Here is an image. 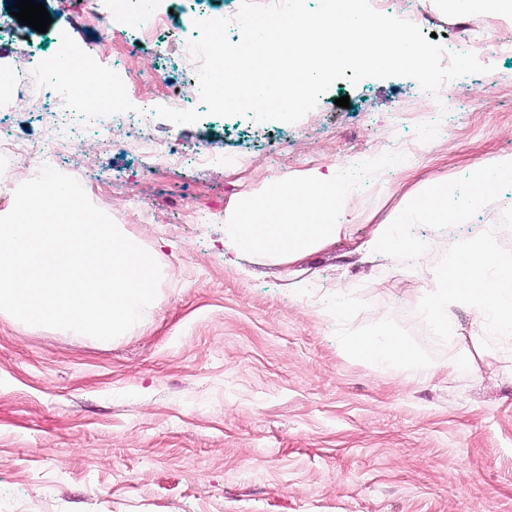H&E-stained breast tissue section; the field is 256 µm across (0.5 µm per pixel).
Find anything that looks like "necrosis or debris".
<instances>
[{
  "label": "necrosis or debris",
  "mask_w": 512,
  "mask_h": 512,
  "mask_svg": "<svg viewBox=\"0 0 512 512\" xmlns=\"http://www.w3.org/2000/svg\"><path fill=\"white\" fill-rule=\"evenodd\" d=\"M128 6L131 14L129 30L135 41L156 46L163 55L175 54L179 57L181 78L179 82L166 86V99L171 114L190 109L198 99L196 59L180 40H162L161 34L169 24L168 14L140 11L139 0H128ZM123 69L140 99L139 111H125L116 102L110 101L80 113V123L92 130L93 140L75 157L70 154L71 140L65 132L69 114L55 104L61 93L74 89L68 76L58 71L43 74L41 66L37 65L29 71L18 73L11 82L0 85V112L21 109L31 113L37 118L42 131L40 140L34 144L0 137V158L10 160L17 156L24 157L32 172L39 171L47 158H69L71 177L78 180L83 189L103 199L111 195L113 184L94 179L93 171L98 157L110 150L131 148L169 166L188 162L201 168L219 159L230 166L245 163V156L228 153L220 157L207 144L185 152L153 140L148 128L157 80L134 71L128 62L124 63Z\"/></svg>",
  "instance_id": "4bbe7bcc"
}]
</instances>
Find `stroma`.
Masks as SVG:
<instances>
[{
	"instance_id": "1",
	"label": "stroma",
	"mask_w": 512,
	"mask_h": 512,
	"mask_svg": "<svg viewBox=\"0 0 512 512\" xmlns=\"http://www.w3.org/2000/svg\"><path fill=\"white\" fill-rule=\"evenodd\" d=\"M52 43L22 25L0 60L129 49L137 69L175 80V63L90 13L82 0H42ZM416 0L424 35L462 38L454 13ZM488 72L444 84L410 78L335 81L299 122L262 128L243 116H172L154 101L151 133L184 146L223 141L245 166H167L121 150L106 174L128 184L99 207L154 251L162 281L145 318L110 342L32 327L0 313V512H512V353L475 371L404 379L347 352L343 339L383 321L433 361L458 339L424 323L420 268L493 225H512V184L458 224H415L421 259L358 252L429 177L466 200L482 161L512 153V54H479ZM349 96V107L336 100ZM452 106L441 109L440 104ZM415 149L414 161L395 148ZM358 162L335 245L298 263L240 255L223 223L186 224L182 204L232 211L264 183ZM153 213L127 218L131 197ZM344 300L347 320L335 313Z\"/></svg>"
}]
</instances>
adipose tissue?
Wrapping results in <instances>:
<instances>
[{
	"instance_id": "obj_1",
	"label": "adipose tissue",
	"mask_w": 512,
	"mask_h": 512,
	"mask_svg": "<svg viewBox=\"0 0 512 512\" xmlns=\"http://www.w3.org/2000/svg\"><path fill=\"white\" fill-rule=\"evenodd\" d=\"M512 182V155L487 159L472 175L473 190L465 204L448 198V185L430 179L425 191L390 221L374 227L362 248L390 255H423L427 247L411 237L406 227L453 224L466 207L479 206L500 184ZM350 189L335 169L313 170L295 180L265 184L243 199L224 219L225 247L255 257L284 263L299 262L328 248L343 234L336 217L346 210ZM490 229L477 241L457 245L446 261L426 270L422 299L425 323L437 336L458 332V314L472 319L473 330L462 348L456 368L474 367L477 358L492 349L512 348V254H497ZM349 353L380 370L405 378H426L444 373V365L424 356L386 325L345 340Z\"/></svg>"
}]
</instances>
